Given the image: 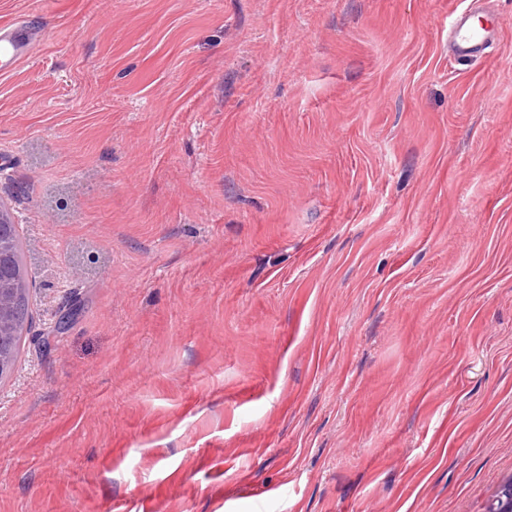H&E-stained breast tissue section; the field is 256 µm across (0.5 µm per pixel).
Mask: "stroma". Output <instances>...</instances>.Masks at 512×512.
I'll list each match as a JSON object with an SVG mask.
<instances>
[{"instance_id": "obj_1", "label": "stroma", "mask_w": 512, "mask_h": 512, "mask_svg": "<svg viewBox=\"0 0 512 512\" xmlns=\"http://www.w3.org/2000/svg\"><path fill=\"white\" fill-rule=\"evenodd\" d=\"M466 7L503 27L463 67ZM19 19L0 512H488L512 0H0ZM469 8L456 11L448 24V48L458 64L468 65L484 56L494 41L493 32L499 19L492 18L490 25L473 27ZM5 233L8 240L0 239V265L7 262L12 252L8 276L17 286L14 288L10 305L6 310L5 302L12 291V285L8 281H0V316H2L0 327L3 328L4 325V314L7 322L4 333L0 334V380L12 370L17 361L23 332L27 330L30 319L28 285L21 262L19 237L15 224ZM8 241L11 242V251Z\"/></svg>"}]
</instances>
